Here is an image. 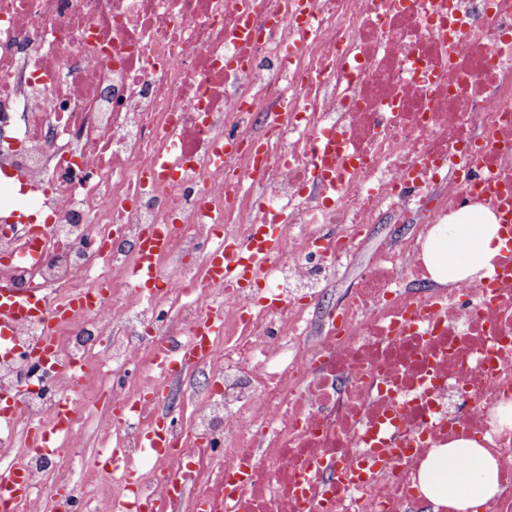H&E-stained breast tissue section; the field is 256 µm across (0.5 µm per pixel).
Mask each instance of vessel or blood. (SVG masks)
<instances>
[{
	"label": "vessel or blood",
	"mask_w": 512,
	"mask_h": 512,
	"mask_svg": "<svg viewBox=\"0 0 512 512\" xmlns=\"http://www.w3.org/2000/svg\"><path fill=\"white\" fill-rule=\"evenodd\" d=\"M280 240L279 228H269L262 243L246 242L231 248L216 247L207 258L206 276L209 282L233 280L245 283L252 280L263 268L269 255L273 254ZM165 251V239L156 230L147 231L139 248L136 265L130 270L131 280L139 287H148L159 277V259ZM85 305L81 296L71 298L68 303L56 302L43 292L12 294L0 289V355L13 353L12 330L16 320L31 318L43 325L42 336L32 340L28 346L31 357L45 358L53 348L52 330L57 321L69 318ZM222 332V317L218 312H209L201 324L192 331L179 355H171L166 348H159L155 356V367L160 379H168L174 366H190L201 361L211 343ZM143 452L154 459H164L170 454L168 425L157 420L141 432ZM25 479L17 475L11 466L0 467V500L11 506H19L29 495Z\"/></svg>",
	"instance_id": "b4317fda"
}]
</instances>
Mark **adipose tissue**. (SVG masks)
<instances>
[{
    "label": "adipose tissue",
    "instance_id": "adipose-tissue-1",
    "mask_svg": "<svg viewBox=\"0 0 512 512\" xmlns=\"http://www.w3.org/2000/svg\"><path fill=\"white\" fill-rule=\"evenodd\" d=\"M499 249L494 216L477 206L460 210L447 223L432 228L424 252L435 280L451 283L485 276ZM424 490L433 500L467 512L497 493L495 462L472 441L452 442L426 465Z\"/></svg>",
    "mask_w": 512,
    "mask_h": 512
}]
</instances>
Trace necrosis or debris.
I'll return each instance as SVG.
<instances>
[{
  "label": "necrosis or debris",
  "instance_id": "4bbe7bcc",
  "mask_svg": "<svg viewBox=\"0 0 512 512\" xmlns=\"http://www.w3.org/2000/svg\"><path fill=\"white\" fill-rule=\"evenodd\" d=\"M0 0V289L63 302L97 284L96 310L54 328L52 356L27 352L19 321L0 357V400L18 429L71 398L68 367L112 385L101 437L123 453L111 498L159 512H456L421 473L449 443L485 448L512 512V251L494 272L429 285L424 236L394 241L306 345L322 285L391 215L428 225L489 208L512 240V0ZM240 147L215 160L218 140ZM334 138L329 160L319 143ZM266 148L254 173L249 144ZM282 228L247 287L214 286L217 240ZM171 226L161 281L128 276L145 229ZM224 332L201 367L174 454L140 461L157 410L140 399L161 343L181 345L211 310ZM128 418L118 424V415ZM77 421L55 453L0 438L41 512L81 464Z\"/></svg>",
  "mask_w": 512,
  "mask_h": 512
}]
</instances>
